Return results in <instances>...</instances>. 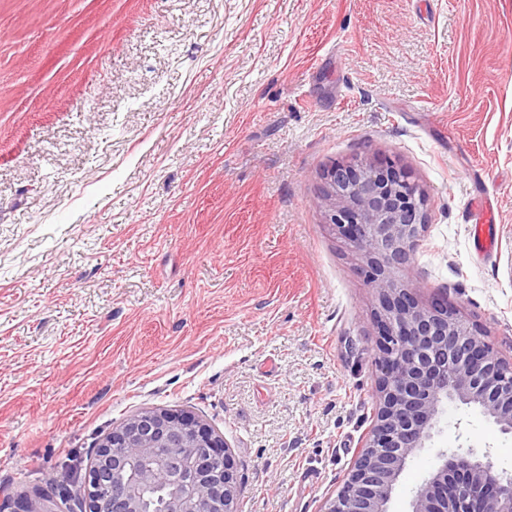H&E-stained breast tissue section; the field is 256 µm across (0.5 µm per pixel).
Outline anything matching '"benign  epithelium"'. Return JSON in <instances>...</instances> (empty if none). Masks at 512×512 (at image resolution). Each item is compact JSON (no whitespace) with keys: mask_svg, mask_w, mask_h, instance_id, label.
<instances>
[{"mask_svg":"<svg viewBox=\"0 0 512 512\" xmlns=\"http://www.w3.org/2000/svg\"><path fill=\"white\" fill-rule=\"evenodd\" d=\"M326 223L364 259L378 297V402L363 449L325 512H390L407 463L429 441L445 406L478 408L512 434V363L448 301L419 305L420 284L398 277L418 246L426 200L394 162L335 163L326 174ZM237 474L223 435L186 411L149 409L100 441L73 496L84 512H146L152 490L168 489L164 512H236ZM0 512H56L43 493L0 504ZM408 512H512V475L489 454L441 450Z\"/></svg>","mask_w":512,"mask_h":512,"instance_id":"benign-epithelium-1","label":"benign epithelium"}]
</instances>
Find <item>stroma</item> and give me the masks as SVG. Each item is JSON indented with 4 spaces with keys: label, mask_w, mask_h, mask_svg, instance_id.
Instances as JSON below:
<instances>
[{
    "label": "stroma",
    "mask_w": 512,
    "mask_h": 512,
    "mask_svg": "<svg viewBox=\"0 0 512 512\" xmlns=\"http://www.w3.org/2000/svg\"><path fill=\"white\" fill-rule=\"evenodd\" d=\"M363 159L428 200L401 279L512 361V0H0V501L164 408L223 434L237 512H324L377 405L378 299L323 216ZM441 448L512 474L451 404L390 512Z\"/></svg>",
    "instance_id": "obj_1"
}]
</instances>
